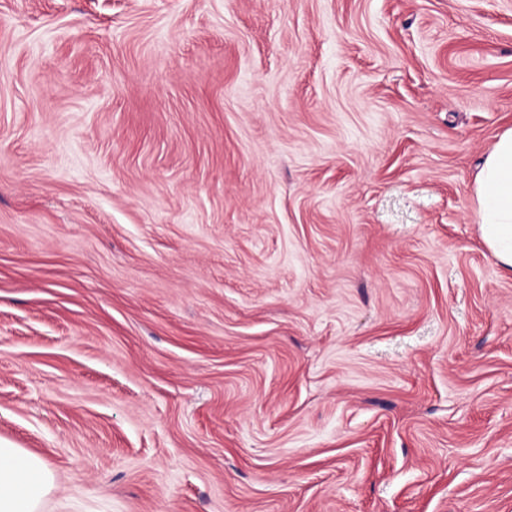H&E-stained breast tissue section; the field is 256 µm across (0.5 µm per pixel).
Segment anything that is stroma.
<instances>
[{
  "label": "stroma",
  "mask_w": 512,
  "mask_h": 512,
  "mask_svg": "<svg viewBox=\"0 0 512 512\" xmlns=\"http://www.w3.org/2000/svg\"><path fill=\"white\" fill-rule=\"evenodd\" d=\"M510 128L512 0H0L40 512H512ZM474 199L481 239L503 275L512 276V128L498 137L487 155Z\"/></svg>",
  "instance_id": "obj_1"
}]
</instances>
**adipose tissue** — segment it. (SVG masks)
<instances>
[{"instance_id": "ef3b65f1", "label": "adipose tissue", "mask_w": 512, "mask_h": 512, "mask_svg": "<svg viewBox=\"0 0 512 512\" xmlns=\"http://www.w3.org/2000/svg\"><path fill=\"white\" fill-rule=\"evenodd\" d=\"M479 231L504 275L512 276V128L487 155L474 188ZM54 486L47 463L0 441V512H39Z\"/></svg>"}]
</instances>
